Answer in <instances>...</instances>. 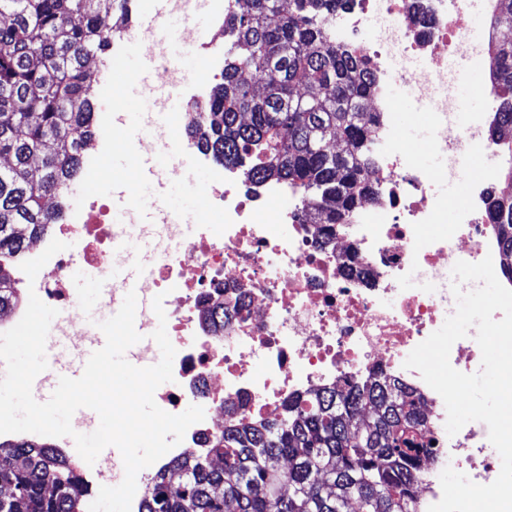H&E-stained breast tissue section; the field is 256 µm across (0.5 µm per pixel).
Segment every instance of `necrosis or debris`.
Instances as JSON below:
<instances>
[{
  "instance_id": "obj_1",
  "label": "necrosis or debris",
  "mask_w": 512,
  "mask_h": 512,
  "mask_svg": "<svg viewBox=\"0 0 512 512\" xmlns=\"http://www.w3.org/2000/svg\"><path fill=\"white\" fill-rule=\"evenodd\" d=\"M500 0H352L333 24L337 43L354 41L373 75V112L379 121L367 135L376 145L373 196L358 203L349 223L323 244L314 225L304 223L301 205L278 206L286 185L270 182L259 192L242 191L229 176L201 187L217 224L200 225L182 235L190 216L166 225L172 246L154 258L151 294L163 295L176 350L173 379L156 389L154 400L177 414L189 401L205 410L183 440L136 478L131 512H140L158 469L189 455H202L224 430L227 409L238 404L246 420L277 415L291 398L318 389H343L365 382L377 370L412 388L420 397L436 440L433 453L421 454L417 512L440 501V474L453 468L473 482L499 474L501 458L487 432L466 424L456 435L445 429L446 407L418 371L405 368L409 353L454 313L449 274L457 261L477 263L499 257L501 246L489 203L502 178L501 166L482 168L465 186L466 203L449 214L439 181L454 180L458 160L492 151L487 112L499 97L491 82L482 94L488 110L471 123L453 126L456 100L448 89L453 60L488 66L490 34L473 33L462 23L471 8L489 13ZM421 60L417 70L394 66L395 54ZM433 98L431 149L445 163L422 166L418 153L402 141L389 94L393 86ZM99 197L69 210L51 237L38 238L28 252L36 258L51 239L66 243L35 280L16 271L19 294L36 292L43 303L81 319L80 305L68 288L74 266L93 268L112 254V225L101 220ZM452 217L449 234L424 241V225ZM419 282L416 290L407 281ZM229 313L223 329L206 314L216 305Z\"/></svg>"
}]
</instances>
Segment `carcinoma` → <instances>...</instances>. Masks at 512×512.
Returning a JSON list of instances; mask_svg holds the SVG:
<instances>
[{
	"label": "carcinoma",
	"mask_w": 512,
	"mask_h": 512,
	"mask_svg": "<svg viewBox=\"0 0 512 512\" xmlns=\"http://www.w3.org/2000/svg\"><path fill=\"white\" fill-rule=\"evenodd\" d=\"M229 21L223 82L189 122L245 182L288 184L304 223L328 243L371 193L361 116L373 91L365 56L336 43L346 0H247ZM100 0H0V311L15 307L12 263L59 221L96 131L85 63L111 44ZM500 98L491 128L512 126V40L490 47ZM512 281V192L490 202ZM434 438L420 398L382 371L346 391L286 402L264 422L233 419L209 449L160 470L142 512H416L418 449ZM0 512H82L86 490L56 451L0 441Z\"/></svg>",
	"instance_id": "cac0c4a2"
}]
</instances>
